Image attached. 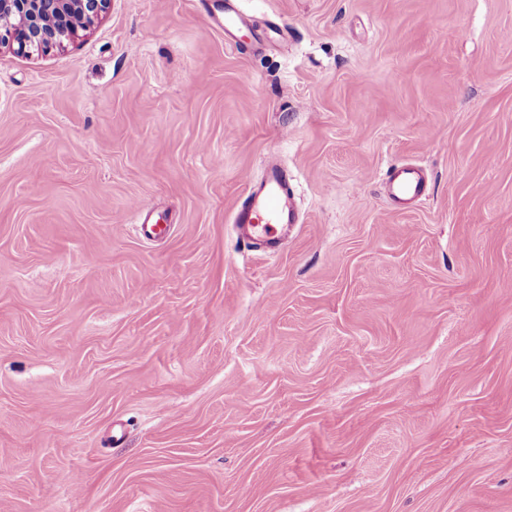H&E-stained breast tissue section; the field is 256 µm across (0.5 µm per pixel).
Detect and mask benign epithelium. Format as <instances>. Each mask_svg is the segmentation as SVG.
<instances>
[{
	"label": "benign epithelium",
	"mask_w": 512,
	"mask_h": 512,
	"mask_svg": "<svg viewBox=\"0 0 512 512\" xmlns=\"http://www.w3.org/2000/svg\"><path fill=\"white\" fill-rule=\"evenodd\" d=\"M110 0H0V49L21 53L62 47L90 27Z\"/></svg>",
	"instance_id": "benign-epithelium-1"
}]
</instances>
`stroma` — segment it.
<instances>
[{
  "mask_svg": "<svg viewBox=\"0 0 512 512\" xmlns=\"http://www.w3.org/2000/svg\"><path fill=\"white\" fill-rule=\"evenodd\" d=\"M238 3L0 51V512H512V0ZM220 1L217 7L223 11V21L217 19V24L224 28V38L228 42H233L236 33L242 28L249 25L248 20L238 11L236 0H214ZM297 220L292 198L288 195V173L286 170L271 166L266 171L261 184L238 204L232 224L242 229L248 239L263 237L273 245L275 243L276 224H293ZM426 188V178L420 168L401 166L395 168L388 180L387 191L397 200H411L420 197Z\"/></svg>",
  "mask_w": 512,
  "mask_h": 512,
  "instance_id": "35a3bbf8",
  "label": "stroma"
}]
</instances>
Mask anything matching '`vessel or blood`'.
<instances>
[{"instance_id": "1", "label": "vessel or blood", "mask_w": 512, "mask_h": 512, "mask_svg": "<svg viewBox=\"0 0 512 512\" xmlns=\"http://www.w3.org/2000/svg\"><path fill=\"white\" fill-rule=\"evenodd\" d=\"M223 19L220 23L226 40H234L237 32L247 26V19L238 11L236 0H221ZM426 188V178L420 168L402 166L392 171L387 183L389 195L397 200L420 197ZM297 215L288 194V173L273 166L268 168L261 184L238 204L232 222L247 238L262 237L274 242L278 225L296 222Z\"/></svg>"}]
</instances>
